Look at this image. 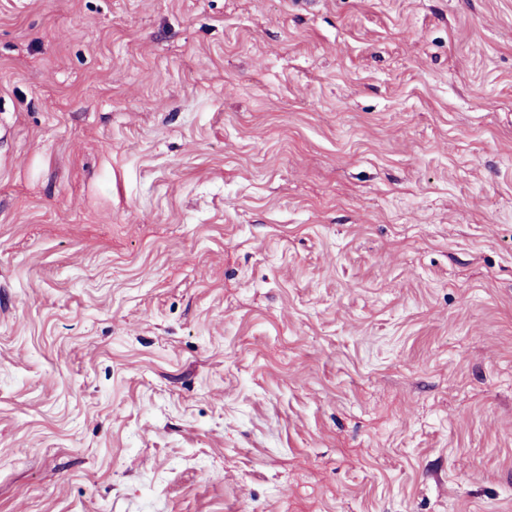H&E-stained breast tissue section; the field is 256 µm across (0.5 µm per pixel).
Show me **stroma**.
I'll return each mask as SVG.
<instances>
[{"mask_svg":"<svg viewBox=\"0 0 512 512\" xmlns=\"http://www.w3.org/2000/svg\"><path fill=\"white\" fill-rule=\"evenodd\" d=\"M0 0V512H512V0Z\"/></svg>","mask_w":512,"mask_h":512,"instance_id":"stroma-1","label":"stroma"}]
</instances>
